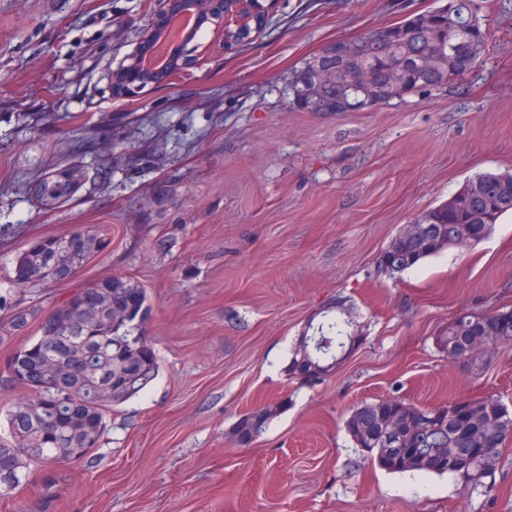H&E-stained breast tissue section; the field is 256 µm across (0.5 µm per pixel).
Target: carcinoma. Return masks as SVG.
<instances>
[{
  "label": "carcinoma",
  "mask_w": 512,
  "mask_h": 512,
  "mask_svg": "<svg viewBox=\"0 0 512 512\" xmlns=\"http://www.w3.org/2000/svg\"><path fill=\"white\" fill-rule=\"evenodd\" d=\"M476 0H448L446 6L414 14L402 21L372 28L342 39V70L336 82L317 76L331 71L333 60L317 54L305 59L288 84L291 104L305 112L323 111V102L336 103L341 111L362 104L368 109L411 93L442 90L469 74L486 51L487 33ZM61 169L46 172L35 190L42 206L62 207L79 189V182L56 179ZM503 175L483 174L466 182L448 200L428 209L425 218L448 232L432 236L423 249L404 234L396 235L377 260L381 272L396 277L447 248L469 243L460 226L479 224L489 234L499 217L512 211V193L502 192ZM485 185L473 189L475 183ZM110 244L89 226L65 234L34 240L13 261L12 275L0 282V340L4 334L26 330L38 310L13 302V294L36 282H58L87 264ZM147 289L121 274L91 280V287L77 288L60 301L40 322V335L14 349L0 377V390L20 391L4 411L8 439L0 441V475L16 483H0V498L11 497L28 480L30 468L41 469L38 496L50 501L56 495V467L70 459L68 448L88 453L99 446L106 429L105 411L144 390L159 372L158 357L146 334L150 313ZM328 341L315 345V337L302 333L285 368L291 380L313 385L330 376L341 364L337 354L364 335H352L351 322L332 318L318 325ZM448 356L461 359L471 373L481 374L489 354L498 346L512 344V325L499 323L488 314H462L448 323L442 338ZM62 380L81 385L71 398L49 399L53 386ZM288 401L244 415L235 437L248 444L266 429L271 416ZM448 405L431 409L387 399L361 405L351 412L345 428L354 445L371 461L390 473L418 471L449 475L465 495L485 496L496 483L500 441L512 435V409L493 396L468 401L465 419L447 413ZM400 438L399 449L381 446L384 432ZM469 448H483L486 456L467 455ZM442 455L456 465L439 464Z\"/></svg>",
  "instance_id": "carcinoma-1"
}]
</instances>
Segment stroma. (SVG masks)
Returning a JSON list of instances; mask_svg holds the SVG:
<instances>
[{
    "mask_svg": "<svg viewBox=\"0 0 512 512\" xmlns=\"http://www.w3.org/2000/svg\"><path fill=\"white\" fill-rule=\"evenodd\" d=\"M445 2L280 0L237 52L120 100L109 68L157 0H0V278L35 239L101 228L106 252L19 300L46 311L105 274L134 278L160 364L107 412L99 447L59 466L50 512H512V442L492 493L470 499L451 477L380 469L345 430L389 398L512 406V344L477 376L441 343L456 316L512 307V212L400 277L377 267L416 216L512 172V0H476L488 51L447 89L359 112L288 99L306 58ZM74 162L73 201L36 204L34 180ZM336 305L365 341L325 381H289L305 326ZM268 405L265 432L239 445L238 420Z\"/></svg>",
    "mask_w": 512,
    "mask_h": 512,
    "instance_id": "obj_1",
    "label": "stroma"
}]
</instances>
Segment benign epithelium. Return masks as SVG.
<instances>
[{
    "label": "benign epithelium",
    "mask_w": 512,
    "mask_h": 512,
    "mask_svg": "<svg viewBox=\"0 0 512 512\" xmlns=\"http://www.w3.org/2000/svg\"><path fill=\"white\" fill-rule=\"evenodd\" d=\"M279 0H159L157 14L143 31L135 49L124 55L109 74V88L115 99L139 96L148 86L170 83L175 76H190L205 56H224L250 41L268 24ZM191 10L201 25L200 35L189 34L175 42L167 67L153 71L145 59L164 34L170 15ZM431 223L419 216L404 228V234L425 245Z\"/></svg>",
    "instance_id": "obj_1"
}]
</instances>
